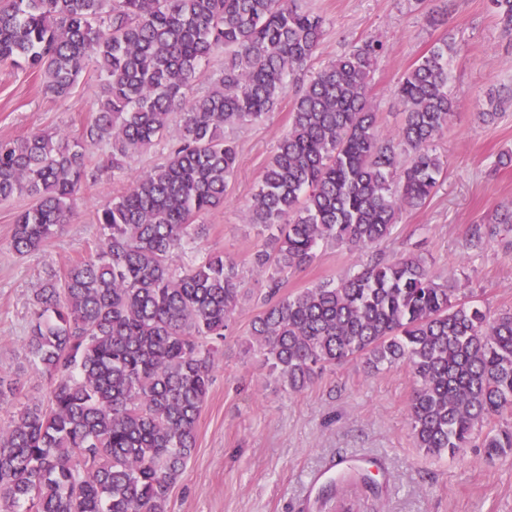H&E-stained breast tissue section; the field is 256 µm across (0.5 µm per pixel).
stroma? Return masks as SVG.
<instances>
[{
  "instance_id": "1",
  "label": "stroma",
  "mask_w": 512,
  "mask_h": 512,
  "mask_svg": "<svg viewBox=\"0 0 512 512\" xmlns=\"http://www.w3.org/2000/svg\"><path fill=\"white\" fill-rule=\"evenodd\" d=\"M325 20V34L311 71L365 39L383 42L369 81L370 100L383 127L396 129L401 106L395 96L402 76L446 32L457 52L448 88L456 115L436 143L446 175L435 194L417 210L400 215L379 252L423 253L433 269L455 279L475 304L512 309V231L473 246L472 225L486 222L497 204L512 201V166H498L512 151V106L492 124L486 111L489 89L512 86V39L488 7V0H306ZM441 23L431 26L430 15ZM302 81L287 83L274 112L227 135L238 146L237 171L223 207L202 216L205 236L181 253L179 265L200 263L207 254L231 259L250 293L242 301L215 357L213 383L198 421L196 449L170 497V512H336L320 506L311 474L347 455L381 483L379 495L351 488L354 512H512V461L490 460L483 449H468L464 460L428 457L415 448L408 404L416 387L406 365L377 373L356 361L336 365L313 385L288 393L248 352L247 340L266 291L253 255L261 237L244 219L262 172L291 123ZM98 78L87 71L74 93L59 100L44 95L33 75L0 65V138L34 131L78 136L96 110ZM98 180L86 187L68 224L39 250L24 256L10 247L14 219L32 200L0 202V373L20 380L25 395L47 399L46 383L29 365L25 340L34 296L52 273L93 252L99 239L97 212L123 188L107 168L105 148L89 150ZM347 249L321 246L313 264L289 274L283 291L294 294L312 284L357 272Z\"/></svg>"
}]
</instances>
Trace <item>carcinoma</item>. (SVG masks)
I'll list each match as a JSON object with an SVG mask.
<instances>
[{"instance_id":"obj_1","label":"carcinoma","mask_w":512,"mask_h":512,"mask_svg":"<svg viewBox=\"0 0 512 512\" xmlns=\"http://www.w3.org/2000/svg\"><path fill=\"white\" fill-rule=\"evenodd\" d=\"M512 37V0H489ZM325 20L304 0H0V64L66 98L89 66L101 83L81 136L38 131L0 139V200L28 196L11 248L40 249L75 211L95 178L91 147H108L112 177L133 154L170 134L164 161L139 175L97 214L95 252L50 275L35 295L26 337L48 404L20 400L0 375V512H169L170 495L196 448V425L213 381L214 353L245 299L235 264L212 253L177 264L201 236L198 220L224 205L237 146L227 128L259 121L279 104L285 79L308 69ZM224 51V69L202 68ZM379 40L362 41L318 70L293 102L291 124L247 204L263 235L254 266L267 281L249 348L269 377L305 390L337 364L369 371L407 365L415 446L463 459L467 448L512 457V310L492 313L435 274L417 253L368 250L402 211L435 192L443 163L434 148L455 116L448 92L456 52L439 38L399 81L402 122L385 130L369 98ZM199 84L207 89L195 95ZM494 122L512 88L489 93ZM408 161L399 167L398 152ZM512 226V202L476 224L477 244ZM321 244L358 254L360 269L281 293ZM361 483L360 468L327 479L322 497Z\"/></svg>"}]
</instances>
